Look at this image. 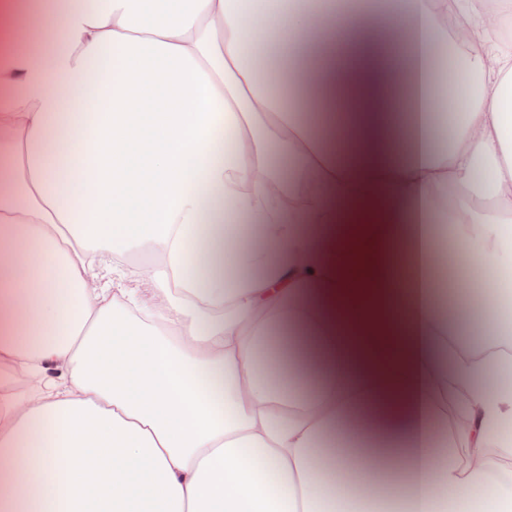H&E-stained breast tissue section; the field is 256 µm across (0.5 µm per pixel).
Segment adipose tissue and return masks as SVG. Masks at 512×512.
Listing matches in <instances>:
<instances>
[{"mask_svg":"<svg viewBox=\"0 0 512 512\" xmlns=\"http://www.w3.org/2000/svg\"><path fill=\"white\" fill-rule=\"evenodd\" d=\"M500 2L0 0V512H512V356L460 348L512 308L441 271L512 268Z\"/></svg>","mask_w":512,"mask_h":512,"instance_id":"ef3b65f1","label":"adipose tissue"}]
</instances>
